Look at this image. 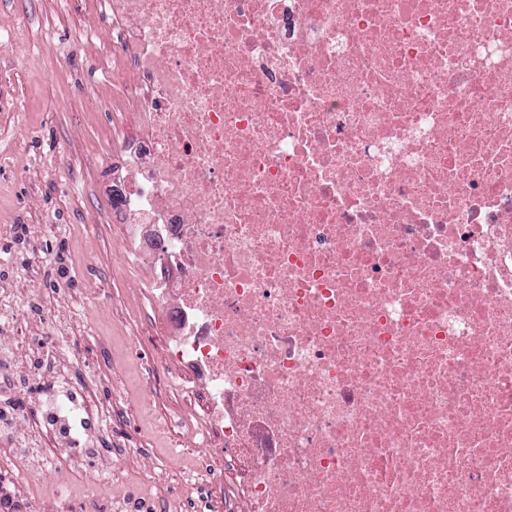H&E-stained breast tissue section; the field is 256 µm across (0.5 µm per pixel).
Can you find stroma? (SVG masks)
<instances>
[{
  "label": "stroma",
  "mask_w": 512,
  "mask_h": 512,
  "mask_svg": "<svg viewBox=\"0 0 512 512\" xmlns=\"http://www.w3.org/2000/svg\"><path fill=\"white\" fill-rule=\"evenodd\" d=\"M16 25L23 28L17 44L0 49V280L18 295L52 300L55 317L77 321L83 360L103 373L98 396L122 412L111 446L69 450L90 489L104 488L127 445L140 449V464L164 456L172 472H181L202 462V451L177 428L157 437L150 416L177 412L184 401L164 386L162 371L124 344L140 325V310L152 306L146 297L132 302L128 289L135 279L150 284L155 266L143 258L131 279L118 263L129 239L125 225L112 221V136L134 134L137 126L131 117L113 120L98 47L78 36L89 26L104 40L111 31L89 0H0V26ZM17 102L22 110L12 111ZM18 224L27 227L21 241L14 236ZM49 224L61 232L47 233ZM48 247L59 262L28 268L27 253ZM56 282L66 290L58 300ZM146 403L148 415L141 411ZM173 446L178 453L171 457Z\"/></svg>",
  "instance_id": "35a3bbf8"
}]
</instances>
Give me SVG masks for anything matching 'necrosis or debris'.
Here are the masks:
<instances>
[{
    "label": "necrosis or debris",
    "instance_id": "obj_1",
    "mask_svg": "<svg viewBox=\"0 0 512 512\" xmlns=\"http://www.w3.org/2000/svg\"><path fill=\"white\" fill-rule=\"evenodd\" d=\"M112 40V214L151 255L154 359L207 463L57 512H512V0H90ZM50 323L0 364L54 393L0 426L14 480L77 470Z\"/></svg>",
    "mask_w": 512,
    "mask_h": 512
}]
</instances>
